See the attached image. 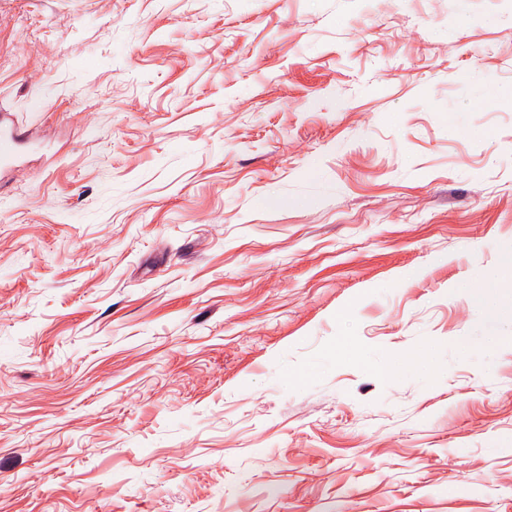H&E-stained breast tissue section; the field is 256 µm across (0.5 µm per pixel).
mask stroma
Listing matches in <instances>:
<instances>
[{"label": "stroma", "instance_id": "obj_1", "mask_svg": "<svg viewBox=\"0 0 512 512\" xmlns=\"http://www.w3.org/2000/svg\"><path fill=\"white\" fill-rule=\"evenodd\" d=\"M511 87L512 0H0V512H512ZM7 114L2 112L0 115V171L10 168L16 162L26 133Z\"/></svg>", "mask_w": 512, "mask_h": 512}]
</instances>
